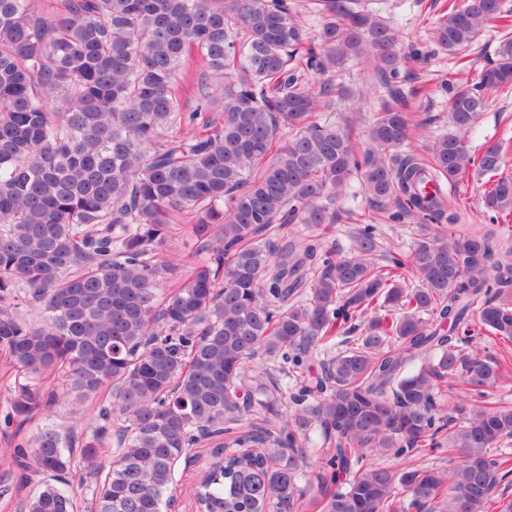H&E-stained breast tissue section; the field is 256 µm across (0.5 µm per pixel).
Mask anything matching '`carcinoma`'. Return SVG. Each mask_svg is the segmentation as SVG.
<instances>
[{
    "label": "carcinoma",
    "instance_id": "obj_1",
    "mask_svg": "<svg viewBox=\"0 0 512 512\" xmlns=\"http://www.w3.org/2000/svg\"><path fill=\"white\" fill-rule=\"evenodd\" d=\"M304 8L320 17L313 33ZM491 22L503 29L494 64L457 87L455 132L433 137L424 161L398 152L415 136L398 32L361 0H0V349L24 374L6 423L58 403L39 385L49 372L84 396L111 387L89 431L39 432L24 468L56 482L37 485L27 512H74L58 484L76 453L89 474L106 470L94 512H164L202 439L217 460L197 480L199 512H299L314 428L334 445L326 465L350 475L319 483L321 512H395L404 496L426 512H487L493 487L512 478V458L492 453L512 437V406L488 404L504 364L462 359L460 347L480 330L512 342V145L475 154L463 134L512 89V11L448 0L428 29L455 53ZM190 61L203 103L184 125ZM349 64L376 77L365 147L326 102L343 97L334 77ZM473 171L488 177L482 202L503 228L449 239L460 214L422 185ZM356 176L374 210L359 215L349 254L333 257L311 233L288 241L290 224L336 223ZM405 215L439 231L373 262L376 223ZM183 220L200 261L168 280L157 255ZM24 299L43 323L20 317ZM363 322L357 346L298 389L246 386L256 355L300 367ZM447 378L473 398L457 426L441 414ZM245 411L266 425L224 447ZM444 444L462 449L449 472L368 458Z\"/></svg>",
    "mask_w": 512,
    "mask_h": 512
}]
</instances>
